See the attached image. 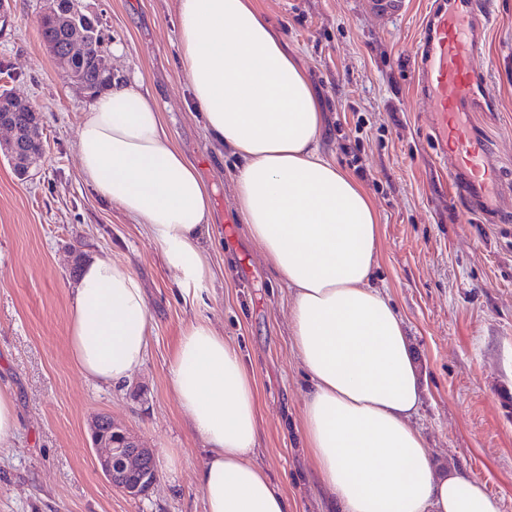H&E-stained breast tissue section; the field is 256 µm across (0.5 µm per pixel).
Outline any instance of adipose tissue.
Instances as JSON below:
<instances>
[{
  "label": "adipose tissue",
  "instance_id": "ef3b65f1",
  "mask_svg": "<svg viewBox=\"0 0 512 512\" xmlns=\"http://www.w3.org/2000/svg\"><path fill=\"white\" fill-rule=\"evenodd\" d=\"M182 61L213 140L240 160L237 209L291 292L289 322L309 380L302 446L340 512H501L485 485L437 461L413 418L420 373L392 301L373 284L379 214L320 147L311 86L257 0H178ZM80 173L160 245L177 283L203 281L210 197L139 82H113L82 115ZM68 347L104 386L143 365L151 334L140 281L109 257L70 284ZM169 387L207 445L205 512H289L254 459L257 396L242 354L205 322L182 334Z\"/></svg>",
  "mask_w": 512,
  "mask_h": 512
}]
</instances>
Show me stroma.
Here are the masks:
<instances>
[{"label": "stroma", "mask_w": 512, "mask_h": 512, "mask_svg": "<svg viewBox=\"0 0 512 512\" xmlns=\"http://www.w3.org/2000/svg\"><path fill=\"white\" fill-rule=\"evenodd\" d=\"M305 72L325 114L323 151L353 172L380 216L374 284L403 319L424 378L413 422L438 460L486 485L512 512V210L499 223L450 199L448 178L414 67L431 0H406L376 19L368 0H258ZM47 0H5L0 89L40 116L44 159L30 175L0 155V391L18 428L0 449V512H203L195 473L206 444L169 388L182 332L205 321L239 348L257 391L255 460L287 493L291 512H327L302 449L307 377L290 332L291 293L265 262L236 208L239 162L208 135L182 64L177 0H80L112 57L115 80H141L175 144L210 188V275L180 288L160 246L82 178L79 125L90 102L39 34ZM490 15L476 64L494 97L478 133L512 151V0ZM118 260L140 279L152 336L144 365L101 386L75 367L67 342L74 256ZM106 415L153 448L159 479L145 496L101 474L90 423Z\"/></svg>", "instance_id": "35a3bbf8"}]
</instances>
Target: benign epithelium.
Listing matches in <instances>:
<instances>
[{
    "mask_svg": "<svg viewBox=\"0 0 512 512\" xmlns=\"http://www.w3.org/2000/svg\"><path fill=\"white\" fill-rule=\"evenodd\" d=\"M40 21L50 23L62 31V41L46 40L54 60L84 55L91 48V40L84 30V14L74 0L69 10L57 8L43 13ZM0 129L10 131L9 154L17 157L26 140L36 141L39 116L31 105L21 102L10 92H0ZM8 112H29L32 122L25 129L17 128L7 119ZM92 445L101 473L113 488L129 497H139L148 492L158 479L154 450L144 447L139 439L108 416H99L91 425Z\"/></svg>",
    "mask_w": 512,
    "mask_h": 512,
    "instance_id": "obj_1",
    "label": "benign epithelium"
}]
</instances>
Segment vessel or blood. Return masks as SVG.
<instances>
[{
  "label": "vessel or blood",
  "mask_w": 512,
  "mask_h": 512,
  "mask_svg": "<svg viewBox=\"0 0 512 512\" xmlns=\"http://www.w3.org/2000/svg\"><path fill=\"white\" fill-rule=\"evenodd\" d=\"M485 19L482 0H435L416 49V73L431 129L456 143L454 153L441 156L452 197L491 224L495 215L489 200L499 193L498 180L493 176L476 181L472 175L498 170L496 151L489 143L476 145L473 127L464 120L467 114L486 110L491 101L475 63Z\"/></svg>",
  "instance_id": "vessel-or-blood-1"
}]
</instances>
